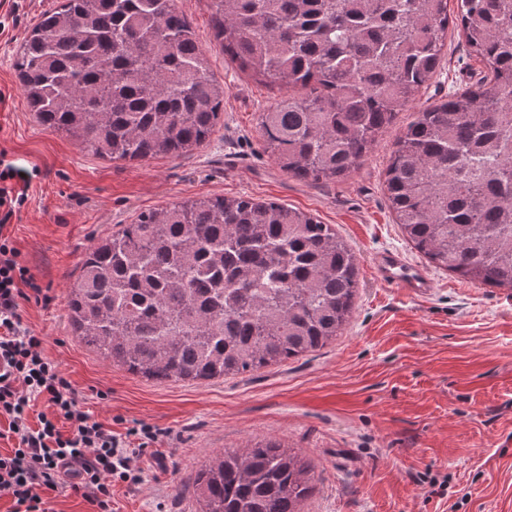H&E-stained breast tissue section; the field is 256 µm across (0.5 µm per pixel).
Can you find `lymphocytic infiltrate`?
<instances>
[{
  "label": "lymphocytic infiltrate",
  "mask_w": 512,
  "mask_h": 512,
  "mask_svg": "<svg viewBox=\"0 0 512 512\" xmlns=\"http://www.w3.org/2000/svg\"><path fill=\"white\" fill-rule=\"evenodd\" d=\"M29 180L28 171L0 158V418L15 442L0 454V498L10 499V512H48L49 494L67 487L96 512H112L114 484L133 488L142 481L141 451L81 406L59 365L45 356L41 338L23 322L21 286L29 281L28 269L3 230L26 200L13 182ZM40 399L51 414L30 418Z\"/></svg>",
  "instance_id": "1"
}]
</instances>
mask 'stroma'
Returning a JSON list of instances; mask_svg holds the SVG:
<instances>
[{
	"label": "stroma",
	"mask_w": 512,
	"mask_h": 512,
	"mask_svg": "<svg viewBox=\"0 0 512 512\" xmlns=\"http://www.w3.org/2000/svg\"><path fill=\"white\" fill-rule=\"evenodd\" d=\"M62 0H0V151L26 168L27 200L9 232L43 301L22 302L81 404L130 447L142 483L112 490L115 512H199L187 483L217 454L273 440L304 459L315 490L303 512H512V290L435 267L406 240L385 190L389 158L418 112L475 85L484 69L449 26L425 88L340 179L304 181L264 147L260 114L284 86L240 70L214 36L212 0H176L223 83L207 143L180 154L110 160L38 124L16 53ZM273 200L331 225L357 258L358 290L336 340L305 357L222 379L155 382L105 361L72 332L68 297L87 249L144 211L207 197ZM401 253L429 294L380 282Z\"/></svg>",
	"instance_id": "obj_1"
}]
</instances>
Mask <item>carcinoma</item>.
I'll return each instance as SVG.
<instances>
[{
    "label": "carcinoma",
    "instance_id": "1",
    "mask_svg": "<svg viewBox=\"0 0 512 512\" xmlns=\"http://www.w3.org/2000/svg\"><path fill=\"white\" fill-rule=\"evenodd\" d=\"M224 55L300 86L261 116L266 150L303 180L340 178L435 74L448 0H213ZM486 68L407 126L387 168L390 206L430 263L512 290V0H458ZM38 122L100 157L202 145L224 87L175 0H64L14 64ZM329 224L275 201L214 197L138 215L91 245L69 293L75 336L160 382L257 372L340 335L358 284ZM311 468L275 441L215 456L202 512H301Z\"/></svg>",
    "mask_w": 512,
    "mask_h": 512
}]
</instances>
